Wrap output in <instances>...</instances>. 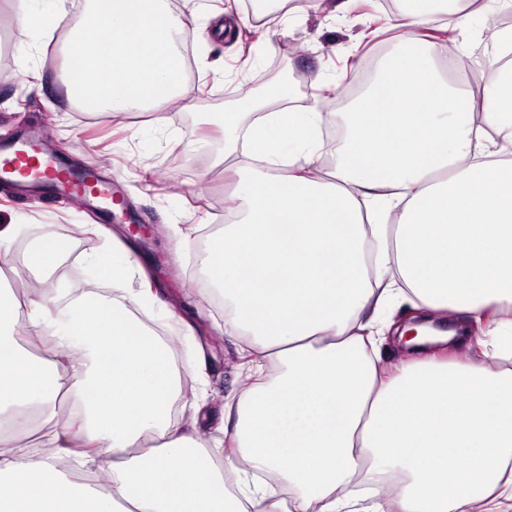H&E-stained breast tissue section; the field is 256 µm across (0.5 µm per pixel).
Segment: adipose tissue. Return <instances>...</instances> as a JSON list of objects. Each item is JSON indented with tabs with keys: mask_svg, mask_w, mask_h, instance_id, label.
Returning a JSON list of instances; mask_svg holds the SVG:
<instances>
[{
	"mask_svg": "<svg viewBox=\"0 0 512 512\" xmlns=\"http://www.w3.org/2000/svg\"><path fill=\"white\" fill-rule=\"evenodd\" d=\"M87 2L97 35L66 64V98L122 114L179 99L192 10ZM436 3L400 15L402 36L341 115L332 169L323 116L291 107L293 84L220 115L234 205L203 263L231 308L225 332L250 337L252 370L276 368L238 400L223 466L171 421L174 353L133 313L168 304L128 247L92 271L126 286L122 299L85 290L61 304L14 269L0 416L39 409L55 453L29 460L0 433V512H345L349 485L388 471L401 479L372 512H485L512 493V27L469 33L486 46L477 101L423 35ZM402 306L464 320L491 362L412 356L388 375L385 313ZM21 318L24 345L11 334ZM96 460L99 475L75 482Z\"/></svg>",
	"mask_w": 512,
	"mask_h": 512,
	"instance_id": "adipose-tissue-1",
	"label": "adipose tissue"
}]
</instances>
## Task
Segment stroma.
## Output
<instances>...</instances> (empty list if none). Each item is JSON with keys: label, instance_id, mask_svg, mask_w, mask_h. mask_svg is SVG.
Segmentation results:
<instances>
[{"label": "stroma", "instance_id": "obj_1", "mask_svg": "<svg viewBox=\"0 0 512 512\" xmlns=\"http://www.w3.org/2000/svg\"><path fill=\"white\" fill-rule=\"evenodd\" d=\"M192 75L179 103L159 111L136 112L117 120L109 113L66 102L60 95L63 65L79 43L76 27L86 0H70L67 14L51 33L34 27L18 39L14 24L0 29V149L14 135L46 132L65 165L96 169L104 184L121 187L126 209H92L74 198H56L39 187L21 192L0 189V224L20 232L11 246L15 264H23L34 242L46 232L69 240L63 256L67 273L45 277L28 272L51 295L65 296L70 276H85L89 260L111 237L133 243L180 321H164L159 312L141 315L182 346L176 368L184 384L176 425L190 422L194 410L220 414L236 403L251 376L246 337L224 333V311L206 294L210 282L197 242L224 221L231 185L224 178L221 135L203 129L216 119L247 82L274 74L276 82L295 86L294 106L315 107L323 90L337 91L349 72L368 65L365 40L395 16L381 0H305L300 13L285 0L267 11H247L245 0H193ZM244 17V24L215 33L218 18ZM209 92L213 104L197 103Z\"/></svg>", "mask_w": 512, "mask_h": 512}]
</instances>
